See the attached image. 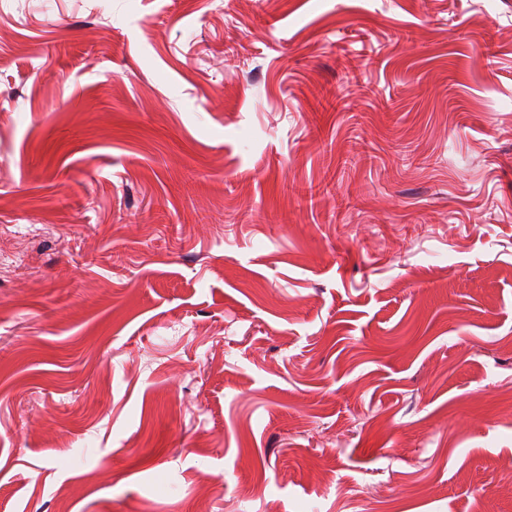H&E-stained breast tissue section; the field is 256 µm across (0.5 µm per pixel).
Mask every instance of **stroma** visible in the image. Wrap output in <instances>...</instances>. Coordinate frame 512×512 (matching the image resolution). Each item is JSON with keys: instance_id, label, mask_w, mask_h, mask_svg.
Instances as JSON below:
<instances>
[{"instance_id": "1", "label": "stroma", "mask_w": 512, "mask_h": 512, "mask_svg": "<svg viewBox=\"0 0 512 512\" xmlns=\"http://www.w3.org/2000/svg\"><path fill=\"white\" fill-rule=\"evenodd\" d=\"M511 462L512 0H0V512Z\"/></svg>"}]
</instances>
